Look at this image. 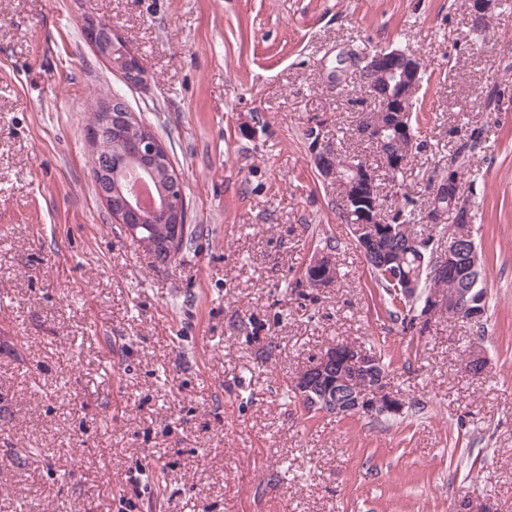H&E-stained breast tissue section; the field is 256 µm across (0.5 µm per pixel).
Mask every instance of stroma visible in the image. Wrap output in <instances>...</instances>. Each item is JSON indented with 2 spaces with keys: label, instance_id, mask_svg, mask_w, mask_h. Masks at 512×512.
Wrapping results in <instances>:
<instances>
[{
  "label": "stroma",
  "instance_id": "1",
  "mask_svg": "<svg viewBox=\"0 0 512 512\" xmlns=\"http://www.w3.org/2000/svg\"><path fill=\"white\" fill-rule=\"evenodd\" d=\"M464 3L0 0V512H512V0L482 29ZM89 17L142 60V83L95 53ZM384 48L425 65L422 147L400 175L415 209L449 150L486 136L461 181L483 334L389 319L305 138L357 152L373 103L330 72ZM115 89L182 177L196 233L166 263L95 191L86 130ZM327 236L339 278L312 290ZM337 343L381 355L402 416L286 396Z\"/></svg>",
  "mask_w": 512,
  "mask_h": 512
}]
</instances>
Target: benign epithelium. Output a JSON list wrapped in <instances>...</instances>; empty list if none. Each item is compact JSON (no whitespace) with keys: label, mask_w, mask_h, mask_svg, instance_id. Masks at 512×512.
I'll return each instance as SVG.
<instances>
[{"label":"benign epithelium","mask_w":512,"mask_h":512,"mask_svg":"<svg viewBox=\"0 0 512 512\" xmlns=\"http://www.w3.org/2000/svg\"><path fill=\"white\" fill-rule=\"evenodd\" d=\"M491 2L470 0L472 16L485 26L491 20ZM87 37L97 53L123 74L126 82L138 84L143 80L140 60L120 47V40L114 31L110 30L102 36L100 27L94 22L87 30ZM367 63L365 76L357 82L358 90L378 104V111L388 112L390 117L386 124H369L361 129L360 135L375 141L382 139L386 133L397 140L410 138L409 128L398 120V116L410 111L414 94L420 87L422 60L407 51L384 50L367 57ZM131 123L123 99L111 98L102 102L89 132L94 153L106 150L107 129H125ZM130 158L137 162L133 168L137 184L146 188L150 187V181L155 178L157 167L170 161L167 148L150 128L144 129L134 138ZM329 161V152L317 148L314 162L321 176L336 184L337 194L344 207L358 209L362 223L368 225V230H375L379 208L378 201L374 200L375 177L371 169L355 166L350 175L330 166ZM453 171L454 167H448L445 177L434 187L423 212V223L442 224L445 216H452L448 244L443 246V252H433L432 265L440 271L452 267L462 273L475 270L478 258L467 249L458 234L462 213L454 208L445 209L438 202V198L448 195L461 199V183L453 176ZM112 173L110 163L97 167V195L110 209L115 223L124 225L132 238L150 245V241L141 236L142 229L160 216L171 224L186 223V204L182 194L177 192L158 199L153 197L150 204L146 205L130 178L114 183ZM311 265L316 267L317 283L314 287H329V279L335 274L332 260L318 255ZM443 315L457 319L466 315L468 319L475 320L481 317V312L472 307V302L459 292L450 297L430 294L420 307L417 322L427 328ZM384 383L385 378L379 373L376 356L366 349L353 346H332L326 349L291 380L299 399L314 404L322 412L368 417L398 414L404 410L405 403L389 394Z\"/></svg>","instance_id":"7a95c632"}]
</instances>
